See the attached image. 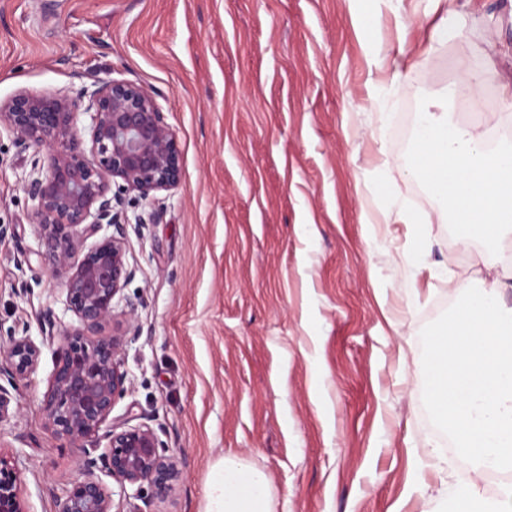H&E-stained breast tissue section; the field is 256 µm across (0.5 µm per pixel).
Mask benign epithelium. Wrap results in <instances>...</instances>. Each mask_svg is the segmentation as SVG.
Returning <instances> with one entry per match:
<instances>
[{"label": "benign epithelium", "instance_id": "7a95c632", "mask_svg": "<svg viewBox=\"0 0 512 512\" xmlns=\"http://www.w3.org/2000/svg\"><path fill=\"white\" fill-rule=\"evenodd\" d=\"M158 97L133 82L94 78L75 98L21 90L0 100V130L32 151L25 188L35 202L36 235L64 278V306L76 318L48 335L60 340L61 352L42 405L47 428L74 446L99 434L127 392L125 337L138 334L136 307L123 294L136 273L127 243L129 227L143 222H129L125 195L154 201L181 178V152ZM81 113L89 118L86 138L77 129ZM5 354L20 380L37 368L41 347L27 328L12 329ZM105 436V453L86 461L58 512H112L99 464L121 487H136L140 499L165 500L175 491L180 461L152 427L113 425ZM21 483L0 455V512H27Z\"/></svg>", "mask_w": 512, "mask_h": 512}]
</instances>
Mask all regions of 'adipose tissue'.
Returning <instances> with one entry per match:
<instances>
[{"label": "adipose tissue", "instance_id": "ef3b65f1", "mask_svg": "<svg viewBox=\"0 0 512 512\" xmlns=\"http://www.w3.org/2000/svg\"><path fill=\"white\" fill-rule=\"evenodd\" d=\"M443 0H427L434 21L424 36L427 54L438 53L459 33L455 13ZM205 512H272L271 481L267 473L242 457L222 458L212 469L204 489Z\"/></svg>", "mask_w": 512, "mask_h": 512}]
</instances>
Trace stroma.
Here are the masks:
<instances>
[{"instance_id":"stroma-1","label":"stroma","mask_w":512,"mask_h":512,"mask_svg":"<svg viewBox=\"0 0 512 512\" xmlns=\"http://www.w3.org/2000/svg\"><path fill=\"white\" fill-rule=\"evenodd\" d=\"M423 0H0V100L77 94L81 74L159 93L182 159L179 185L139 200L124 289L139 332L114 423L153 427L182 462L166 502L114 496L112 512H205L226 456L269 476L274 512H437L420 495L466 481L468 465L423 403L420 334L479 285L512 269V245L462 246L447 223L416 238L393 207L441 206L410 175L421 96L445 94L464 60L488 57L494 102L449 101L462 123L502 127L512 84V0H470L463 34L416 49ZM414 47L399 80L400 43ZM29 153L0 134V334L42 341L35 372L0 387L18 412L0 451L21 473L28 512H56L106 439L70 446L45 426L57 357L46 315L74 322L62 279L36 255Z\"/></svg>"}]
</instances>
